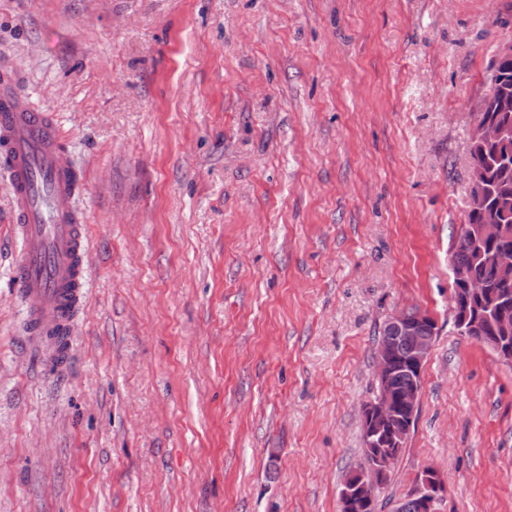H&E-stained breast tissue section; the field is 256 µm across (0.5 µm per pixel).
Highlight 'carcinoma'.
<instances>
[{"instance_id":"obj_1","label":"carcinoma","mask_w":512,"mask_h":512,"mask_svg":"<svg viewBox=\"0 0 512 512\" xmlns=\"http://www.w3.org/2000/svg\"><path fill=\"white\" fill-rule=\"evenodd\" d=\"M488 93L476 119L497 126L492 141L470 140L468 232L457 238L451 259L486 288L468 312L494 333L499 308H508L499 332L512 337V58L498 54L487 67Z\"/></svg>"}]
</instances>
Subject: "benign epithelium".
Here are the masks:
<instances>
[{
	"instance_id": "obj_1",
	"label": "benign epithelium",
	"mask_w": 512,
	"mask_h": 512,
	"mask_svg": "<svg viewBox=\"0 0 512 512\" xmlns=\"http://www.w3.org/2000/svg\"><path fill=\"white\" fill-rule=\"evenodd\" d=\"M430 316L421 310H398L386 322L398 336L411 342L404 366L415 375L410 385L397 400H392L391 381L396 370L394 364V346L392 342L379 340L374 348L375 354V395L363 405L362 428L366 447L376 452L377 463L365 468L358 474L354 485L339 495L342 512L349 509L353 500L360 498L367 502L376 499L377 490L385 484L389 468L399 456V439L409 431L404 427L394 434L386 429L390 420L396 417V410L412 412L417 409L422 394V370L435 340V336H422L418 329ZM488 345L505 362H512V344L500 336H492ZM444 480L431 468L424 469L418 480V488L411 496L416 502L418 512H436L435 503L443 492Z\"/></svg>"
}]
</instances>
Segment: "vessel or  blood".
<instances>
[{
  "label": "vessel or blood",
  "instance_id": "vessel-or-blood-1",
  "mask_svg": "<svg viewBox=\"0 0 512 512\" xmlns=\"http://www.w3.org/2000/svg\"><path fill=\"white\" fill-rule=\"evenodd\" d=\"M62 140L50 114L27 103L12 76L1 78L0 167L23 242L14 285L35 336L53 340L70 336L88 278L85 218L70 205L81 179Z\"/></svg>",
  "mask_w": 512,
  "mask_h": 512
}]
</instances>
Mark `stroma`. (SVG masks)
<instances>
[{"label": "stroma", "instance_id": "stroma-1", "mask_svg": "<svg viewBox=\"0 0 512 512\" xmlns=\"http://www.w3.org/2000/svg\"><path fill=\"white\" fill-rule=\"evenodd\" d=\"M512 0H0V69L86 189V302L29 332L0 171V512H339L374 341L438 334L378 498L512 512V365L460 335L450 255ZM444 480L432 468H425L418 480V488L410 497L416 502L418 512H436L435 503L443 492Z\"/></svg>", "mask_w": 512, "mask_h": 512}]
</instances>
